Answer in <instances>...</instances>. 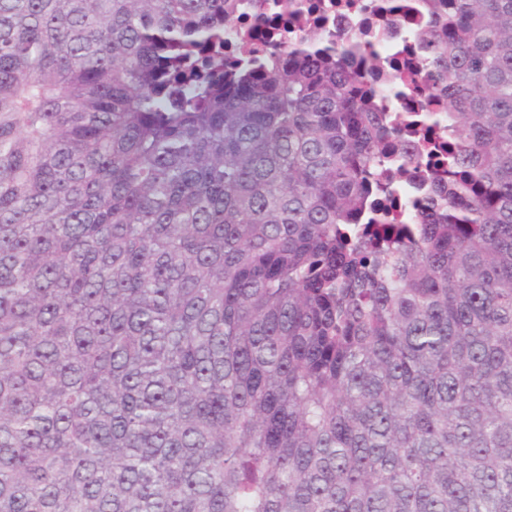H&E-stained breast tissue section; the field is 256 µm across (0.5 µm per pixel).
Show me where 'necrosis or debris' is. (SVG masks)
Instances as JSON below:
<instances>
[{
    "label": "necrosis or debris",
    "mask_w": 512,
    "mask_h": 512,
    "mask_svg": "<svg viewBox=\"0 0 512 512\" xmlns=\"http://www.w3.org/2000/svg\"><path fill=\"white\" fill-rule=\"evenodd\" d=\"M298 8L286 10L281 0H256L247 6L241 19L229 29L232 49L257 57H267L282 47L300 44L311 31L326 42L356 41L372 43L380 52L381 65L401 72L405 64L425 71L430 67L428 54L420 40L429 25L425 0H297ZM389 126L401 129L418 150L426 148L427 105L412 84L400 82L381 96L378 104ZM439 164L422 163L419 168L391 171L384 175L391 196L392 209L414 205L421 196V186L436 176Z\"/></svg>",
    "instance_id": "1"
}]
</instances>
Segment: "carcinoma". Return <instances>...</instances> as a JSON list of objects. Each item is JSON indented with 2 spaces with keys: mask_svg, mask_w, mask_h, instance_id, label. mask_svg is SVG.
I'll return each mask as SVG.
<instances>
[{
  "mask_svg": "<svg viewBox=\"0 0 512 512\" xmlns=\"http://www.w3.org/2000/svg\"><path fill=\"white\" fill-rule=\"evenodd\" d=\"M428 2L448 183L357 229L355 45L0 0V512H512V0Z\"/></svg>",
  "mask_w": 512,
  "mask_h": 512,
  "instance_id": "cac0c4a2",
  "label": "carcinoma"
}]
</instances>
